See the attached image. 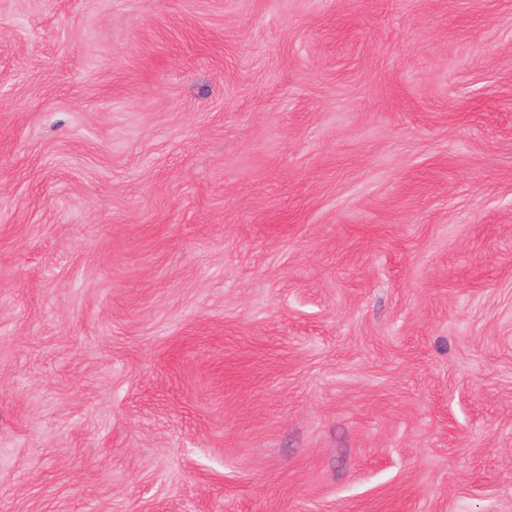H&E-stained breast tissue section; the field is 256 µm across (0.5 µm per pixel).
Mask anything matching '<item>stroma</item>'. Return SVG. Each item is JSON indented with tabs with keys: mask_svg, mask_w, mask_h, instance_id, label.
<instances>
[{
	"mask_svg": "<svg viewBox=\"0 0 512 512\" xmlns=\"http://www.w3.org/2000/svg\"><path fill=\"white\" fill-rule=\"evenodd\" d=\"M0 512H512V0H0Z\"/></svg>",
	"mask_w": 512,
	"mask_h": 512,
	"instance_id": "obj_1",
	"label": "stroma"
}]
</instances>
